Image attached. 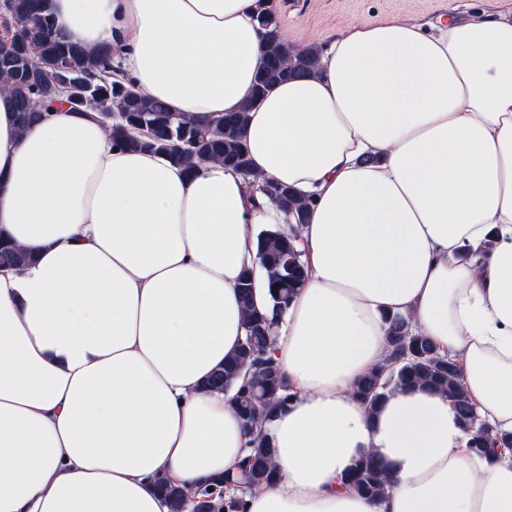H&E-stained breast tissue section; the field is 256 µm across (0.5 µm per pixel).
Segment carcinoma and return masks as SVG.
Instances as JSON below:
<instances>
[{"mask_svg":"<svg viewBox=\"0 0 512 512\" xmlns=\"http://www.w3.org/2000/svg\"><path fill=\"white\" fill-rule=\"evenodd\" d=\"M4 8L27 27L37 43L32 50L22 40L14 42L10 54L0 58V91L13 100L20 132L32 125L23 118V111L32 110L35 99L47 107L66 103L75 112H93L101 120L107 112L119 113L116 122L107 124L113 142L131 151L157 152L189 172L204 163L220 161L249 178L251 185L295 220L288 234L279 227L259 233L257 246L267 273L270 308L262 311L255 306L252 270H246L238 285L244 339L224 366L202 385L204 390L231 394L230 401L245 428L254 434L247 454L238 467L195 490L163 480L157 483L170 512H244L245 495L272 483L278 474L273 449L257 430L292 398L288 381L273 357L272 329L304 279L296 238L310 198L279 183L257 182L250 171L243 129L250 103L288 78L312 72L318 65L320 49L308 46L286 51L276 12L263 8L258 21L266 39V61L255 79L250 102L222 119L204 122L173 114L143 95L132 78L112 63L111 46L87 48L65 40L55 28L51 0H6ZM49 76L64 92L45 94L44 83ZM31 259V254L17 245L6 241L0 244V264L4 266L21 267ZM388 325V356L358 381L356 397L372 410L390 392L417 385L435 386L448 393L471 436L470 448L484 455L512 448V434L496 432L479 418L459 382L455 360L441 354L431 340L413 330L408 319L393 316L388 318ZM348 479L358 493L370 498L382 497L388 483L384 464L371 455L357 461Z\"/></svg>","mask_w":512,"mask_h":512,"instance_id":"obj_1","label":"carcinoma"}]
</instances>
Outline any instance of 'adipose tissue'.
Instances as JSON below:
<instances>
[{
	"instance_id": "ef3b65f1",
	"label": "adipose tissue",
	"mask_w": 512,
	"mask_h": 512,
	"mask_svg": "<svg viewBox=\"0 0 512 512\" xmlns=\"http://www.w3.org/2000/svg\"><path fill=\"white\" fill-rule=\"evenodd\" d=\"M257 4L52 0L67 40L111 44L169 111L249 105L255 174L312 201L305 278L273 328L293 397L261 430L280 480L245 512H512V451L475 454L445 392L373 411L353 394L390 312L512 432V13L350 27L254 102ZM284 221L235 169L187 175L65 106L18 135L0 95V236L34 256L0 269V512H170L157 479L193 489L240 463L250 436L202 383L244 336V269L267 308L257 229ZM368 453L389 466L378 499L345 481Z\"/></svg>"
}]
</instances>
